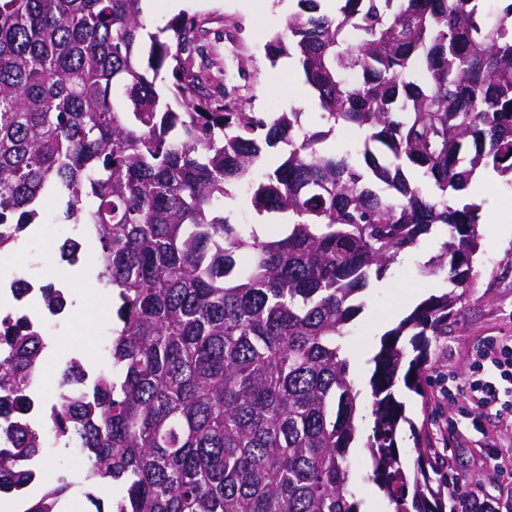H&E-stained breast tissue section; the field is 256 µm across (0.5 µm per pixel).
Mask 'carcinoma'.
<instances>
[{
    "label": "carcinoma",
    "instance_id": "1",
    "mask_svg": "<svg viewBox=\"0 0 512 512\" xmlns=\"http://www.w3.org/2000/svg\"><path fill=\"white\" fill-rule=\"evenodd\" d=\"M488 2L297 0L266 56L297 59L320 130L254 111L227 77L214 91L193 17L146 45L142 0H0V245L59 198L112 289L109 366L70 358L49 423L82 448L95 512H363L358 444L394 512H446L439 453L396 389L427 399L431 344L472 287L480 215L463 191L481 170L512 183V0ZM338 131L360 146L328 148ZM242 199L288 224L237 223ZM436 230L420 273L451 290L384 333L364 436L359 294ZM0 324V392L20 403L46 342ZM42 437L0 426V471L33 468ZM70 488L56 477L25 512Z\"/></svg>",
    "mask_w": 512,
    "mask_h": 512
}]
</instances>
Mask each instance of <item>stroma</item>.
I'll return each mask as SVG.
<instances>
[{"label": "stroma", "mask_w": 512, "mask_h": 512, "mask_svg": "<svg viewBox=\"0 0 512 512\" xmlns=\"http://www.w3.org/2000/svg\"><path fill=\"white\" fill-rule=\"evenodd\" d=\"M292 0H178L177 10L167 8V0H153L144 10L148 30L165 26L175 12L196 19L208 32L207 43L218 58L226 60L230 71H244L246 83L258 112H302L312 121L316 107L310 98L303 76L293 59L284 57L270 64L265 57L269 40L284 32ZM239 24L242 32L235 45L224 42V30ZM484 196L495 207L491 219L479 224V250L474 260L476 279L465 300L456 307L448 334L436 349L427 398L412 395L406 400L407 414L426 429L433 446L441 452L449 480L480 470L487 485L506 484L494 471L483 470L488 449L512 448V430L491 414L480 417V426H472L474 409L465 400L463 387L470 375V364L477 352L489 342L512 338V185L503 178L486 181ZM435 242L427 237L404 254L382 281L372 282L360 301L362 309L354 320V336L363 342L350 359V376L361 391L358 422L362 433L372 427V398L366 382L373 369L371 358L382 335L406 317L426 297L441 294L447 284L443 279H424L419 267L433 252ZM18 255L28 257L36 272L49 275L56 282H68L74 314L53 321L47 352L55 362L83 355L94 367L107 362L98 338L109 337L112 329V300L102 298L85 316L83 307L88 290L83 281L72 279L71 268L51 265L38 239L26 236L15 247ZM456 383L455 394H448L449 383ZM351 459V488L363 502L364 512H393L383 491L372 479V465L366 449L354 448Z\"/></svg>", "instance_id": "obj_1"}]
</instances>
